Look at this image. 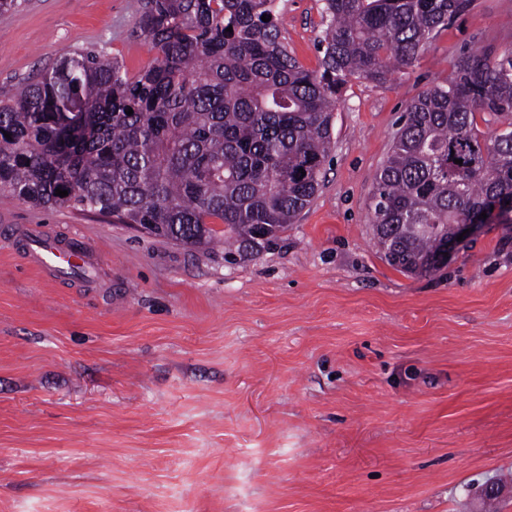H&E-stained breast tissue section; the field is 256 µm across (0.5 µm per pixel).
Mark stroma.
Masks as SVG:
<instances>
[{"label":"stroma","instance_id":"35a3bbf8","mask_svg":"<svg viewBox=\"0 0 512 512\" xmlns=\"http://www.w3.org/2000/svg\"><path fill=\"white\" fill-rule=\"evenodd\" d=\"M140 3L0 13V101L77 49L148 69ZM321 6L279 0L309 70ZM487 45L512 48V0H471L386 82L349 78L319 191L245 259L0 193V512H512V229L411 276L369 208L407 104ZM18 224L85 240L96 287L30 267Z\"/></svg>","mask_w":512,"mask_h":512}]
</instances>
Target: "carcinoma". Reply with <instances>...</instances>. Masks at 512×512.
I'll use <instances>...</instances> for the list:
<instances>
[{
    "mask_svg": "<svg viewBox=\"0 0 512 512\" xmlns=\"http://www.w3.org/2000/svg\"><path fill=\"white\" fill-rule=\"evenodd\" d=\"M470 2L323 0L324 55L310 71L288 52L276 0H144L151 67L131 77L103 52L75 51L0 104V192L193 247L222 241L234 261L273 244L317 193L346 79L412 67ZM480 113L507 128L481 132ZM492 201L512 202V50L489 45L407 105L371 197L378 251L429 276L454 226Z\"/></svg>",
    "mask_w": 512,
    "mask_h": 512,
    "instance_id": "carcinoma-1",
    "label": "carcinoma"
}]
</instances>
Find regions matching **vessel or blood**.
<instances>
[{
  "label": "vessel or blood",
  "mask_w": 512,
  "mask_h": 512,
  "mask_svg": "<svg viewBox=\"0 0 512 512\" xmlns=\"http://www.w3.org/2000/svg\"><path fill=\"white\" fill-rule=\"evenodd\" d=\"M23 232L27 238V259L33 267L58 277L92 271V251L82 239L73 237L63 242L34 226L24 227Z\"/></svg>",
  "instance_id": "obj_1"
}]
</instances>
